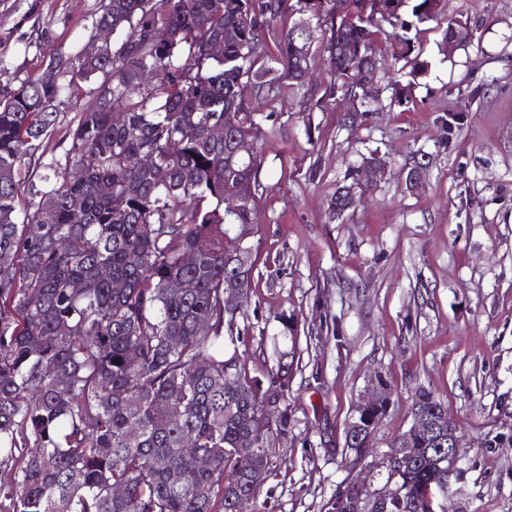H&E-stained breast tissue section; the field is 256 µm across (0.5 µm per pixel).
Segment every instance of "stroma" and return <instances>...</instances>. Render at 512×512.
<instances>
[{"label": "stroma", "mask_w": 512, "mask_h": 512, "mask_svg": "<svg viewBox=\"0 0 512 512\" xmlns=\"http://www.w3.org/2000/svg\"><path fill=\"white\" fill-rule=\"evenodd\" d=\"M100 0H0V99L42 77L50 60L93 39ZM470 37L441 61L449 19ZM316 65L308 85L251 94L266 114L264 190L254 238L250 301L236 314L251 375L291 363L279 401L290 418L254 512H325L352 475L382 485L375 466L405 431L416 392L445 404L462 437L448 512H512V0H448L416 42L427 68L409 78L375 45L381 83L407 87L404 106L383 93L359 130L350 103L328 94L324 27L312 20ZM96 81L59 106L42 162L63 159L68 130ZM382 180L340 220L329 201L367 156ZM428 163L407 187L414 159ZM382 384L391 403L362 465L344 452L356 404Z\"/></svg>", "instance_id": "obj_1"}]
</instances>
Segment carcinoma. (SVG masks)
<instances>
[{
  "label": "carcinoma",
  "instance_id": "cac0c4a2",
  "mask_svg": "<svg viewBox=\"0 0 512 512\" xmlns=\"http://www.w3.org/2000/svg\"><path fill=\"white\" fill-rule=\"evenodd\" d=\"M285 4L103 0L96 26L112 29L111 45L55 61L56 77L0 101V512H250L263 485L254 468L269 475L288 432L287 409L265 417L266 401L288 387V365L260 379L226 353L234 313L224 286L236 282L248 301L254 244L239 234L259 224L262 160L234 144L259 141L268 120L249 93L280 79L302 85L314 62L301 19L265 65L264 34ZM297 4L301 15L325 14L331 89L354 95L363 115L379 93L384 26L404 31L394 56L414 75L425 62L407 32L442 10V0ZM156 24L171 44L150 40ZM145 62L156 76L144 82ZM99 76L65 162L43 165L39 200L23 202L61 97ZM215 126L224 139L211 136ZM146 155L157 165H141ZM363 187L355 178L336 190L333 219ZM410 416L431 424L448 411L421 390ZM383 468L401 496L379 512H446L443 436H397ZM360 494L342 483L327 512H353Z\"/></svg>",
  "mask_w": 512,
  "mask_h": 512
}]
</instances>
